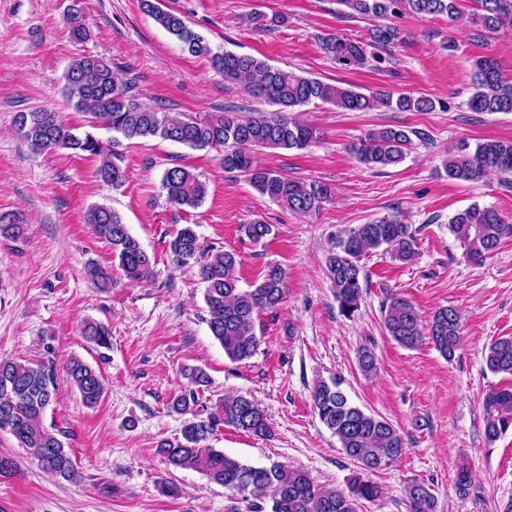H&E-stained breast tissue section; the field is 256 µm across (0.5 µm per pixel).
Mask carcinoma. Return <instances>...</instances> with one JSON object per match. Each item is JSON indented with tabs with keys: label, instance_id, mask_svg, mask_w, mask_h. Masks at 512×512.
I'll list each match as a JSON object with an SVG mask.
<instances>
[{
	"label": "carcinoma",
	"instance_id": "obj_1",
	"mask_svg": "<svg viewBox=\"0 0 512 512\" xmlns=\"http://www.w3.org/2000/svg\"><path fill=\"white\" fill-rule=\"evenodd\" d=\"M344 14L385 20L399 9L417 15L458 13L459 0H336ZM478 22L488 31L512 29V0H476ZM154 21L187 47L195 56L210 58L224 81L238 84L251 97L276 107L272 112H256L243 117L227 110L201 115L172 112L162 106H148L139 100L133 80L123 78L112 61L92 54L74 59L65 74L64 95L75 110L91 116L114 136L102 140L90 132L67 123L61 113L48 109L20 112L17 131L35 154L67 149L87 154L98 161L97 177L114 188L122 186L126 171L117 151L119 138L126 140L155 137L191 149L221 146L227 171L248 177L251 185L283 209L297 215L318 212L331 197V188L321 182L304 183L257 165L250 148L268 147L302 150L317 137L314 127L295 116L299 108L311 103L329 104L345 112H366L381 104L400 112H431L436 102L427 97L385 93L366 95L351 86L335 85L315 77L298 75L271 66L251 55L215 53L203 38L193 32L183 16L166 11L154 0H144ZM69 35L76 41L89 37L79 0H73L66 14ZM398 39L397 29L379 25L371 34V46L384 48ZM361 41L338 34L322 38L323 52L347 67L394 64L393 57L367 51ZM474 92L467 101L472 112H512V80L506 79L495 59L481 57L474 63ZM415 130L386 126L369 132L355 146L358 160L368 166H395L401 163L412 144ZM445 171L449 178L478 183L495 173L512 179V141H488L469 150L466 144L448 154ZM167 202L180 209H196L204 202L207 187L198 175L180 163L168 167L162 177ZM86 223L108 242L118 267L132 282L146 280L152 273V257L131 234L114 209L99 205L89 209ZM449 229L463 243L466 255L481 262L496 251L502 240L512 237V224L505 223L492 207L473 204L449 221ZM244 235L259 243L272 234V225L255 220L241 226ZM416 241L409 225L396 218H383L345 229L332 241L328 259L336 300L341 313L353 317L359 310L367 275L360 264L369 252L383 248L393 258L409 262L415 256ZM169 248L175 261L198 264V275L205 284L204 300L211 335L234 362L250 359L261 338L255 330L259 311L274 309L286 292V272L270 265L253 285L243 288L237 275L234 252L201 250L199 236L186 225L176 232ZM87 275L99 288L112 287V272L91 265ZM383 326L399 345L413 349L427 342L447 358L454 355L462 340L461 315L453 307L435 311L423 323L412 301L393 295L385 306ZM82 334L100 348H109V329L96 322L83 325ZM486 366L492 373L512 375V336L500 337L488 347ZM70 382L82 403L95 407L104 393L102 376L91 365L74 358L67 366ZM56 399V380L52 369L10 359L0 360V431L9 432L19 446L31 451L39 466L65 481L78 478L71 456L54 432L43 424V415ZM195 394L181 393L168 403L172 412L192 415L185 421L181 437L162 440L158 453L169 465L201 472L207 479L249 502V512H361L363 502L377 500L382 487L368 474L391 466L403 454L405 440L389 420L370 414L352 404L340 383H319L313 404L321 422L336 436L343 453L359 468L347 490L318 487L309 474L274 462L254 466L205 442L220 426H231L245 433L264 436L269 432L266 415L254 400L228 396L216 403L205 418L194 409ZM485 436L490 442L512 430V386L490 392L484 401ZM411 512H436V500L423 482L407 487Z\"/></svg>",
	"mask_w": 512,
	"mask_h": 512
}]
</instances>
